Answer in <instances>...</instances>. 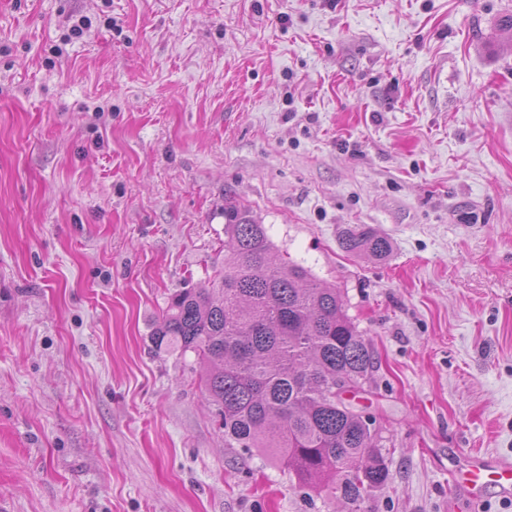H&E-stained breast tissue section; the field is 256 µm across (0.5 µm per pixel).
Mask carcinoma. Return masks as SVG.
<instances>
[{
    "label": "carcinoma",
    "instance_id": "1",
    "mask_svg": "<svg viewBox=\"0 0 512 512\" xmlns=\"http://www.w3.org/2000/svg\"><path fill=\"white\" fill-rule=\"evenodd\" d=\"M224 218V267L170 296L153 348L197 356L229 445L264 454L296 487L359 512L389 482V459L382 431L333 388L370 380L375 352L338 289L300 264L273 261L265 228L247 210L226 207ZM341 246L379 259L391 252L389 239L364 224Z\"/></svg>",
    "mask_w": 512,
    "mask_h": 512
}]
</instances>
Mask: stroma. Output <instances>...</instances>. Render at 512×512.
Listing matches in <instances>:
<instances>
[{
	"label": "stroma",
	"mask_w": 512,
	"mask_h": 512,
	"mask_svg": "<svg viewBox=\"0 0 512 512\" xmlns=\"http://www.w3.org/2000/svg\"><path fill=\"white\" fill-rule=\"evenodd\" d=\"M512 0H0V512H339L227 446L194 354L224 208L340 288L345 396L391 480L362 512H512ZM81 35H73L75 24ZM387 236L381 260L343 231ZM341 246L346 252L365 253L382 259L391 252V243L385 236L376 234L364 224L348 229L341 239ZM450 483L465 488L475 498L490 487L497 488L504 496H512V466L477 456L466 471L451 473Z\"/></svg>",
	"instance_id": "obj_1"
}]
</instances>
